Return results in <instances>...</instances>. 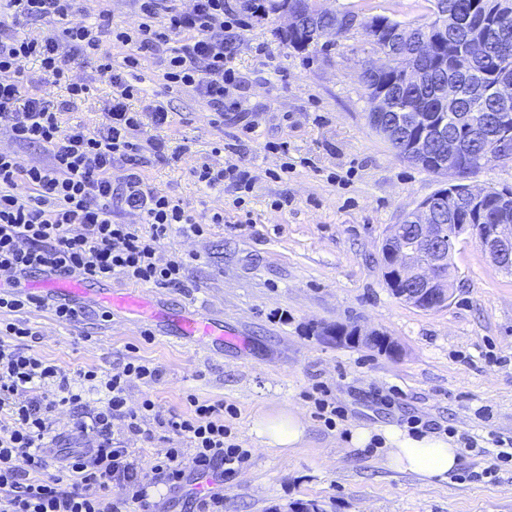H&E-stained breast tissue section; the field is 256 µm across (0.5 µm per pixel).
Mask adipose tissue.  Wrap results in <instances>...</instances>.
I'll list each match as a JSON object with an SVG mask.
<instances>
[{
    "label": "adipose tissue",
    "instance_id": "adipose-tissue-1",
    "mask_svg": "<svg viewBox=\"0 0 512 512\" xmlns=\"http://www.w3.org/2000/svg\"><path fill=\"white\" fill-rule=\"evenodd\" d=\"M250 432L264 447L284 452L302 444L306 425L297 413L282 410L256 416ZM383 437L386 464L392 470L409 472L428 482L447 479L458 464L459 449L447 438L431 434L414 438L393 428L384 429Z\"/></svg>",
    "mask_w": 512,
    "mask_h": 512
}]
</instances>
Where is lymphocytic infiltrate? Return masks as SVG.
<instances>
[{
  "instance_id": "lymphocytic-infiltrate-1",
  "label": "lymphocytic infiltrate",
  "mask_w": 512,
  "mask_h": 512,
  "mask_svg": "<svg viewBox=\"0 0 512 512\" xmlns=\"http://www.w3.org/2000/svg\"><path fill=\"white\" fill-rule=\"evenodd\" d=\"M81 2L5 0L0 10V29L13 14L43 26L37 37L0 38V130L45 156L29 163L0 151V411L8 413L0 419V512H146L139 459L116 438L119 430L149 438L158 427L184 440V447L167 449L153 461L156 474L174 490L193 477L223 481L248 457L230 437L223 404L191 395L189 412L169 417L148 395L138 407L128 406L131 383L157 381L156 369L126 363L103 383L105 406L88 414L85 386L96 380V371L59 375L30 346L37 333L22 315L43 301L24 291L28 278L49 274L102 282L119 275L135 284L180 288L183 258L162 261L157 250L171 231L191 237L206 230L142 174L143 150L162 161L167 145L156 138L140 141L143 123L131 103L141 90L127 71L145 55H162L167 84L192 88L219 116L238 107L225 34L241 21L225 13L224 0H192L188 8L183 0H132L136 22L126 31L114 28L111 11L92 17ZM108 36L129 48L123 68L112 64ZM91 55L112 87L111 103L97 131L62 128L51 97L59 87L73 101L88 95L89 85L71 78L70 63ZM32 60L40 79L26 73ZM116 165L124 171L117 182ZM116 205L138 216L149 232L115 220ZM64 410L75 414L77 432L94 438L93 447H61L64 435L54 421ZM52 456L58 468L50 475ZM116 485L124 497L113 498Z\"/></svg>"
}]
</instances>
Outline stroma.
Returning a JSON list of instances; mask_svg holds the SVG:
<instances>
[{
	"label": "stroma",
	"instance_id": "1",
	"mask_svg": "<svg viewBox=\"0 0 512 512\" xmlns=\"http://www.w3.org/2000/svg\"><path fill=\"white\" fill-rule=\"evenodd\" d=\"M242 20L233 39L241 78L233 95L242 109L225 113L223 123L192 91L167 87L161 60L143 58L137 69L134 108L159 98L173 112L170 126H143V138L172 150L165 161L148 159L144 174L210 225L199 237L171 232L157 252L163 261L185 257L184 287L114 277L107 291L143 295L156 313L116 311L105 324L98 316L106 305L92 296L78 300L79 322L57 323L55 294L34 288L46 301L26 315L40 333L34 351L69 376L89 368L109 375L133 357L149 363L162 378L133 385V406L148 394L164 414H182L191 394L234 409L226 423L250 459L219 487L224 512H291L301 503L321 512H512V456L494 454L497 441L512 439V276L464 236L446 305L424 311L396 299L383 279L380 243L442 181L397 157L370 127L359 81L369 45L334 38L311 55L277 37L285 18L246 13ZM71 67L91 91L61 121L95 129L112 89L98 80L94 61ZM205 163L249 170L243 207L231 189L198 184L193 171ZM217 207L224 221L213 225ZM185 311L223 326V345L178 336L173 319ZM337 323L380 329L400 351L389 356L319 335ZM320 397L336 406L335 427L320 418ZM284 407L302 416L306 434L299 448L277 453L249 426ZM413 417L449 430L460 446L447 479L425 483L388 469L382 441L349 443L354 427L404 432ZM127 445L141 457L155 512H188L187 493L170 491L152 469L157 454L183 440Z\"/></svg>",
	"mask_w": 512,
	"mask_h": 512
}]
</instances>
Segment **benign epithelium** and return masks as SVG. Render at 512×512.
<instances>
[{"label":"benign epithelium","instance_id":"obj_1","mask_svg":"<svg viewBox=\"0 0 512 512\" xmlns=\"http://www.w3.org/2000/svg\"><path fill=\"white\" fill-rule=\"evenodd\" d=\"M312 13L303 11V5L296 0H288L278 14L288 19L282 34L302 28L305 20L315 21L321 15L334 18V23L326 28L324 35L344 37L361 30L362 15L350 9L330 10L321 7L318 0H309ZM454 18V13L448 9L447 0H436L432 21L427 37H418L414 26L409 23H398L391 18L372 22L371 30L378 43L374 58L369 60L367 69L375 74L383 69H393L405 83L421 84L425 80L424 70L419 67L414 56L399 50V45L415 40L425 44L438 42L448 44L451 53L459 67L465 69L482 53L485 44L501 36L508 28L512 18V3L509 0L488 5V9L474 20V27L464 28V35L448 41V19ZM394 85H384L376 88L365 85V91L370 103L368 120L379 130L383 137L393 135L392 125L383 122L388 112L395 110L396 96ZM471 97L477 101L492 98L500 107L503 115L512 113V77L508 72L501 73L490 83L476 79L470 89ZM437 110L425 121L430 126V134L415 140H407L402 148V155L421 165L431 157H437V167L431 173L444 179V185L434 193V197L424 199L414 210L408 212L404 220L414 226L411 237L404 235L401 224L393 226L381 246V257L384 278L396 283L395 296L405 303L419 309L431 310L448 302L451 297V287L448 278L443 273L444 263L448 254L442 251L428 253L435 244L443 238H448V249H453L460 237L471 235L489 261L502 271L512 269V224H450L448 232L442 231L438 224V213L435 202L448 204V217H453L461 205L472 211L481 207V202L488 189L472 186L466 182V173L458 166L460 157L459 142L456 136L448 135V119H457L453 114L458 99L456 85L442 81L435 87ZM495 141L498 145V155L512 152V126L499 122ZM352 332L350 339L357 344L376 348L379 341H384L388 352L395 355L399 351L398 344L389 336L376 329H366L359 326L348 327L338 325L326 327L321 335L337 342L345 339L347 332Z\"/></svg>","mask_w":512,"mask_h":512}]
</instances>
